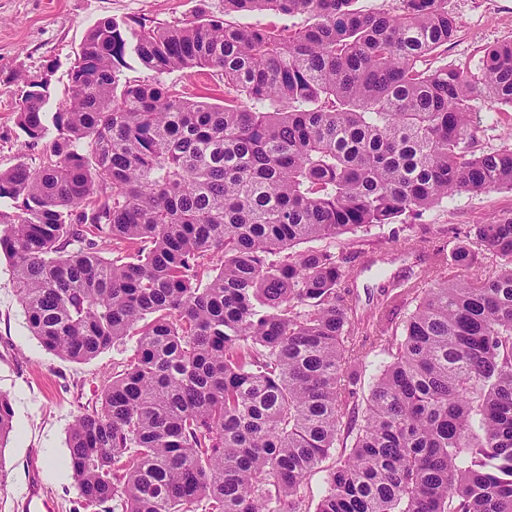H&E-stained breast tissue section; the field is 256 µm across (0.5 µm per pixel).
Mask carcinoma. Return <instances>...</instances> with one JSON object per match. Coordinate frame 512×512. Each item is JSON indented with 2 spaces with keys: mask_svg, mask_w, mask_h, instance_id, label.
<instances>
[{
  "mask_svg": "<svg viewBox=\"0 0 512 512\" xmlns=\"http://www.w3.org/2000/svg\"><path fill=\"white\" fill-rule=\"evenodd\" d=\"M352 2L224 0L222 16L155 27L102 19L52 137L48 83L24 81L17 125L45 162L0 171V251L28 327L75 361L137 337L101 407L69 430L86 507L512 512V215L474 227L488 274H448L441 247L406 269L396 298L414 309L392 327L380 304L371 347L388 360L359 417L353 256L295 250L461 191L512 190V148L471 150L493 119L475 98L512 107V42L476 75L428 68L457 30L448 0ZM255 11L304 20H227ZM130 58L152 77L121 80ZM196 67L224 76V104L164 79ZM453 259L477 254L461 245ZM12 430L0 395V449ZM338 445L349 451L311 511L306 477Z\"/></svg>",
  "mask_w": 512,
  "mask_h": 512,
  "instance_id": "1",
  "label": "carcinoma"
}]
</instances>
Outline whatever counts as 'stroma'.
<instances>
[{
  "mask_svg": "<svg viewBox=\"0 0 512 512\" xmlns=\"http://www.w3.org/2000/svg\"><path fill=\"white\" fill-rule=\"evenodd\" d=\"M458 20L456 35L430 59L477 71L486 48L512 41V0H448ZM224 0H0V169L18 163L39 168L40 148L26 146L16 125L22 78L49 82L46 112L65 106L69 71L89 30L104 18L136 19L149 26L220 14ZM167 82L193 96L223 103L224 84L215 70L195 68L167 75ZM493 112L475 141L480 152L512 147V108L473 103ZM512 214V191L461 192L411 219L404 231L386 226L371 234H345L337 249L352 252L358 312L372 315L382 292L401 270L433 246L468 239L475 225ZM134 340L103 350L87 361H70L47 351L30 332L17 297L14 276L0 257V394L11 401L13 431L0 460V512H90L80 498L68 465V433L76 418L100 407L102 391L116 363L134 353Z\"/></svg>",
  "mask_w": 512,
  "mask_h": 512,
  "instance_id": "35a3bbf8",
  "label": "stroma"
}]
</instances>
